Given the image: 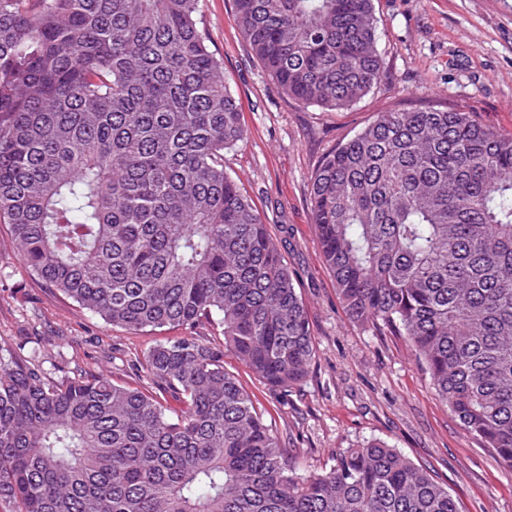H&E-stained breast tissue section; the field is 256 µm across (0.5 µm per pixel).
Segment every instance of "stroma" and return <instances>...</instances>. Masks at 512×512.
<instances>
[{"label": "stroma", "instance_id": "stroma-1", "mask_svg": "<svg viewBox=\"0 0 512 512\" xmlns=\"http://www.w3.org/2000/svg\"><path fill=\"white\" fill-rule=\"evenodd\" d=\"M383 75L339 111L283 96L251 56L233 0H201L199 22L239 100L246 140L224 169L263 216L295 278L313 331L306 380L274 391L232 354L224 367L251 395L299 473L325 471L347 448L381 440L426 467L462 512H512V468L482 448L438 399L405 339L352 322L311 222L310 178L323 156L376 114L434 103L512 133V0H373ZM0 338L65 359L71 370L141 389L140 362L158 338L112 327L46 287L0 224Z\"/></svg>", "mask_w": 512, "mask_h": 512}]
</instances>
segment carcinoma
I'll return each instance as SVG.
<instances>
[{"instance_id": "1", "label": "carcinoma", "mask_w": 512, "mask_h": 512, "mask_svg": "<svg viewBox=\"0 0 512 512\" xmlns=\"http://www.w3.org/2000/svg\"><path fill=\"white\" fill-rule=\"evenodd\" d=\"M251 53L302 105L377 87L373 0H234ZM199 0H0V222L28 270L107 323L190 330L152 390L56 374L0 341V498L16 512H460L387 443L300 476L224 370L283 391L315 350L292 272L224 172L247 138ZM349 318L406 339L436 396L512 467V134L425 104L382 112L311 178ZM171 396V410L156 392Z\"/></svg>"}]
</instances>
